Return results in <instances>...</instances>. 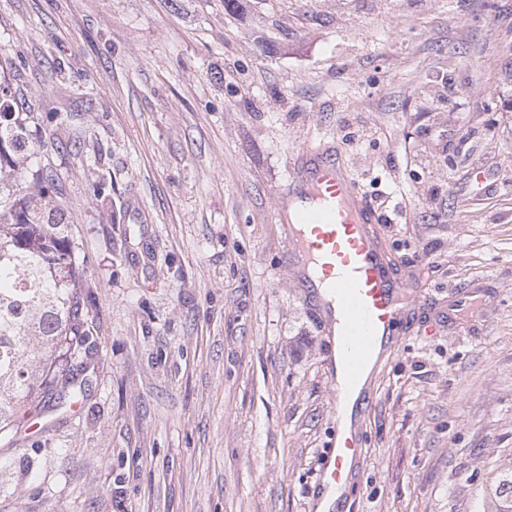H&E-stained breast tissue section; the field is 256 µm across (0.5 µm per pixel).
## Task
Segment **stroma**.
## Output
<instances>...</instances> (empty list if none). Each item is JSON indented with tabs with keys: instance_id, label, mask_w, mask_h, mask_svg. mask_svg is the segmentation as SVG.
<instances>
[{
	"instance_id": "obj_1",
	"label": "stroma",
	"mask_w": 512,
	"mask_h": 512,
	"mask_svg": "<svg viewBox=\"0 0 512 512\" xmlns=\"http://www.w3.org/2000/svg\"><path fill=\"white\" fill-rule=\"evenodd\" d=\"M510 59L512 0H0L92 331L83 397L0 441V512H312L334 384L275 211L328 142L412 298L338 512H481L512 454Z\"/></svg>"
}]
</instances>
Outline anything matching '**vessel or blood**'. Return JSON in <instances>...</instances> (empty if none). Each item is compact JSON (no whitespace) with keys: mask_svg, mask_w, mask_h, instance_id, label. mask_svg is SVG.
<instances>
[{"mask_svg":"<svg viewBox=\"0 0 512 512\" xmlns=\"http://www.w3.org/2000/svg\"><path fill=\"white\" fill-rule=\"evenodd\" d=\"M276 216L287 234L289 271L322 297L330 375L349 389L335 396L338 423L319 478L321 490L344 488L365 456L361 417L372 402L367 373L377 352L395 341L411 298L372 229L376 212L340 148L294 151Z\"/></svg>","mask_w":512,"mask_h":512,"instance_id":"vessel-or-blood-1","label":"vessel or blood"}]
</instances>
